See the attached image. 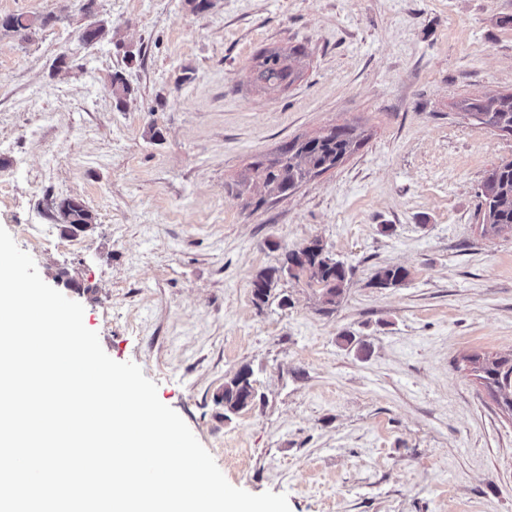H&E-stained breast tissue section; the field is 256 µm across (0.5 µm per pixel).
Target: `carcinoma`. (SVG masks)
Returning a JSON list of instances; mask_svg holds the SVG:
<instances>
[{"label": "carcinoma", "mask_w": 512, "mask_h": 512, "mask_svg": "<svg viewBox=\"0 0 512 512\" xmlns=\"http://www.w3.org/2000/svg\"><path fill=\"white\" fill-rule=\"evenodd\" d=\"M51 20L50 15L31 18L10 15L0 18V28L13 32L31 31ZM111 34L106 25L99 24L84 29L81 39L88 45H94ZM304 57L305 50L300 45L286 50L264 48L253 58V82L270 90L287 86L297 78V70ZM132 92V86L122 73L112 75L111 93L116 106H123ZM458 108L464 115L481 116L482 124L500 132V136L512 137V93L466 99L459 103ZM360 145L355 127L348 123L331 125L313 137L286 141L275 155L259 158L250 165L249 174L239 183V194L256 198L258 208L268 197L286 198L312 177L336 167ZM478 197V212L490 216V220L482 221L483 233L489 236L512 234V159H502L484 172ZM55 220L68 230L75 224H92L93 216L85 205L75 206L65 198L57 205ZM284 276L305 277L308 284L316 286L321 303L333 308L345 293L350 270L318 244L287 251L277 265L254 275L255 304L266 303L275 284ZM408 276V270L403 267H385L374 274L372 283L379 288H394L405 283ZM474 360L478 361L474 371L488 383H497L499 379L506 380L512 375V355L483 361L476 356ZM252 375V370L244 366L224 381L220 394L224 417L254 404L257 392Z\"/></svg>", "instance_id": "cac0c4a2"}]
</instances>
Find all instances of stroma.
Wrapping results in <instances>:
<instances>
[{
	"label": "stroma",
	"mask_w": 512,
	"mask_h": 512,
	"mask_svg": "<svg viewBox=\"0 0 512 512\" xmlns=\"http://www.w3.org/2000/svg\"><path fill=\"white\" fill-rule=\"evenodd\" d=\"M83 4L0 0L52 18L0 32V226L42 279L235 487L291 512H512V414L468 362L512 352V235L476 215L512 138L457 108L512 93V0ZM98 24L113 42L84 44ZM294 44L298 78L255 88V53ZM344 123L362 145L336 169L257 210L239 196L256 158ZM67 197L95 217L77 236ZM314 240L352 270L340 304L285 277L255 305L256 272ZM384 267L409 277L375 287ZM244 365L257 398L228 418L216 397ZM70 198L60 200L56 208L55 220L58 224H66L65 231L71 229L74 224H82L85 227L93 223L92 213L84 203L74 206Z\"/></svg>",
	"instance_id": "1"
}]
</instances>
